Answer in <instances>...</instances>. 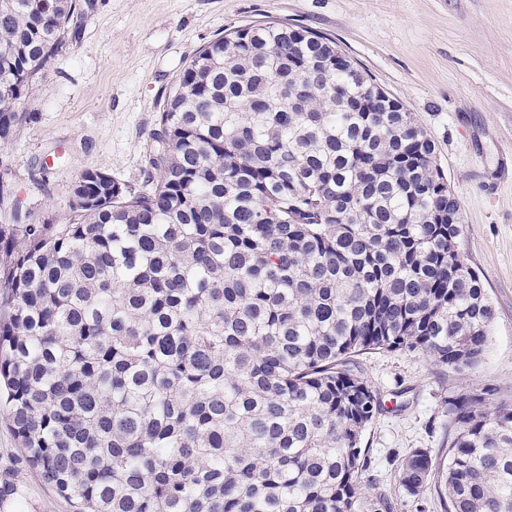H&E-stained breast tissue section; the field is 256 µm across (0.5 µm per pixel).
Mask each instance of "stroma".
<instances>
[{"label": "stroma", "mask_w": 512, "mask_h": 512, "mask_svg": "<svg viewBox=\"0 0 512 512\" xmlns=\"http://www.w3.org/2000/svg\"><path fill=\"white\" fill-rule=\"evenodd\" d=\"M267 20L328 35L400 101L434 141L460 204L457 250L495 313L484 359L459 374L416 352L360 359L383 404L362 440L370 477L395 512H444L436 492L408 497L395 475L414 449L442 457L454 390L494 386L512 400V0H94L79 41L28 98L33 120L5 151L14 194L58 220L84 171L141 187L157 113L184 57ZM0 512H73L1 418Z\"/></svg>", "instance_id": "1"}]
</instances>
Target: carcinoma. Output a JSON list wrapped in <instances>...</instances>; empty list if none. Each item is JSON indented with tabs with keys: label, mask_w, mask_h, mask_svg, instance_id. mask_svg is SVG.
<instances>
[{
	"label": "carcinoma",
	"mask_w": 512,
	"mask_h": 512,
	"mask_svg": "<svg viewBox=\"0 0 512 512\" xmlns=\"http://www.w3.org/2000/svg\"><path fill=\"white\" fill-rule=\"evenodd\" d=\"M92 9L0 0V150ZM377 93L330 38L249 24L185 57L145 188L87 170L55 222L0 172V410L76 512H360L382 402L358 358L483 359L491 301L461 256L448 274L459 203ZM448 421L402 490L512 512V401L465 390Z\"/></svg>",
	"instance_id": "cac0c4a2"
}]
</instances>
